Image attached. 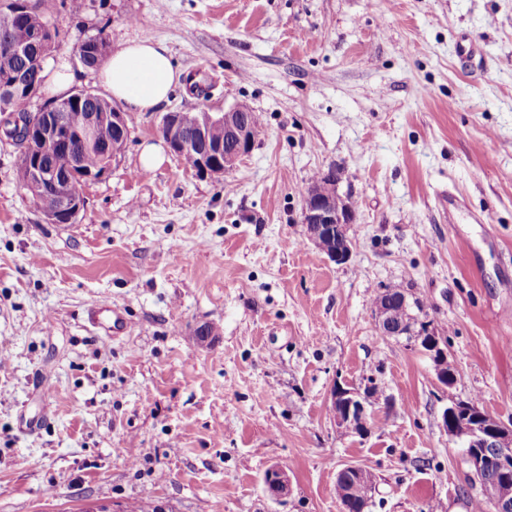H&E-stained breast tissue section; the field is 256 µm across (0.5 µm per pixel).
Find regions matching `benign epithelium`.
<instances>
[{
	"label": "benign epithelium",
	"instance_id": "obj_1",
	"mask_svg": "<svg viewBox=\"0 0 512 512\" xmlns=\"http://www.w3.org/2000/svg\"><path fill=\"white\" fill-rule=\"evenodd\" d=\"M39 19L35 23L31 42H8L0 46V112L9 115L17 125L0 127V138L18 143L22 151L33 158L28 170L20 174V180L32 196L44 191L55 193L59 207L51 213H42L49 224H73L84 206L82 185L99 174L86 171L81 157L69 149L71 141L79 140L89 149H99L114 161L122 153L129 126L126 113L117 107H109V101L85 89H73L57 97L38 112H26L20 116L9 111L10 103L20 90H25L28 101L38 96L43 79L46 56L38 45L45 42L44 36H54L55 29L46 18L44 8L37 10ZM92 48L95 65H100L111 52L108 40L92 36L81 41L77 48V59L88 68L90 60L86 48ZM88 98L99 102V109L85 114L80 126L66 123L64 112L70 106ZM258 124L255 113L246 105H236L222 113L169 112L162 121L161 132L170 150L178 155H193L196 171L202 175L221 178L243 157L251 153L255 137L254 125ZM224 127V139L214 140L210 131ZM112 128L113 138L103 139L100 131ZM191 133H186V130ZM324 176L334 180L328 193L312 187L304 194L302 223L308 238L332 261L347 263L352 256L350 230L355 224V209L351 198L339 192L343 179L336 178L334 168L324 171ZM376 327L383 336H403L406 345L423 350L437 359L442 368L438 381L446 386L456 377L445 361L446 339L440 336L433 324L419 327L416 319L409 325L394 327L389 303L382 301L374 309ZM337 427L351 430L359 435L368 432L366 409L371 399L367 391L333 387L330 395ZM482 410L470 401H458L447 406L441 415V426L448 437L461 444L469 467L468 480L474 489L481 487L488 474V463L496 462L495 479L500 492L492 502V512H512V423L494 420L483 423ZM267 491L274 497L288 494L290 480L281 467L270 468L265 475ZM342 512H365L369 499H355L353 489L345 491L340 499Z\"/></svg>",
	"mask_w": 512,
	"mask_h": 512
}]
</instances>
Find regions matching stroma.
Masks as SVG:
<instances>
[{
    "instance_id": "1",
    "label": "stroma",
    "mask_w": 512,
    "mask_h": 512,
    "mask_svg": "<svg viewBox=\"0 0 512 512\" xmlns=\"http://www.w3.org/2000/svg\"><path fill=\"white\" fill-rule=\"evenodd\" d=\"M47 70L104 94L75 52L164 40L183 81L128 113L122 154L46 223L0 141V512H341L336 475L375 478L367 512H471L445 407L512 420V0H46ZM475 52L461 58V45ZM244 104L261 128L221 179L164 148L166 113ZM162 164L142 171L146 145ZM344 168L356 222L339 265L304 234L303 191ZM454 192L462 207L439 203ZM486 223H476V216ZM407 288L447 340L454 384L373 302ZM131 328L95 331L87 308ZM216 326L200 341L198 326ZM377 388L367 435L334 385ZM290 476L286 496L265 472ZM92 48L91 53L95 57V63L90 65L86 53V48ZM111 44L107 39H102L99 36H92L81 41L77 48V59L80 64L85 68H94L100 65L111 52ZM88 323L94 328H104L108 337L129 331L130 326L123 315L105 302L92 304L87 311ZM113 335V336H112ZM265 486L267 491L274 497L287 495L290 480L288 473L281 467H271L265 475Z\"/></svg>"
}]
</instances>
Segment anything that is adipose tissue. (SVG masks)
<instances>
[{
	"label": "adipose tissue",
	"instance_id": "ef3b65f1",
	"mask_svg": "<svg viewBox=\"0 0 512 512\" xmlns=\"http://www.w3.org/2000/svg\"><path fill=\"white\" fill-rule=\"evenodd\" d=\"M180 79L168 46L155 39L127 42L98 71V80L111 99L128 112L157 111Z\"/></svg>",
	"mask_w": 512,
	"mask_h": 512
}]
</instances>
